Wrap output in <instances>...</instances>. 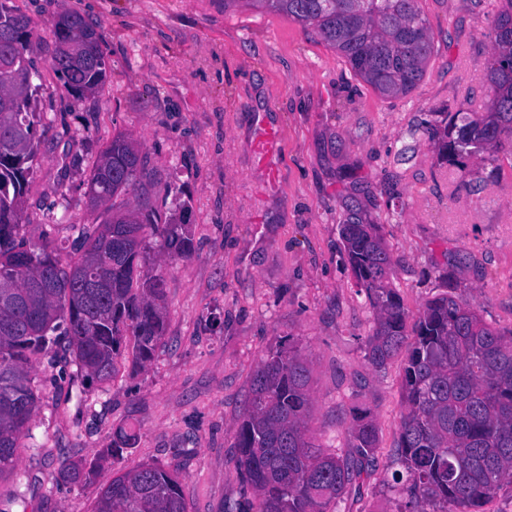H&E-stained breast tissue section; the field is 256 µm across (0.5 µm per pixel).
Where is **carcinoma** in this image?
I'll return each mask as SVG.
<instances>
[{
    "mask_svg": "<svg viewBox=\"0 0 512 512\" xmlns=\"http://www.w3.org/2000/svg\"><path fill=\"white\" fill-rule=\"evenodd\" d=\"M0 0V476L18 463L38 410L33 359L68 352L76 374L104 383L122 359L143 366L165 334L164 271L149 239L160 237L176 256L191 258L187 224L162 220L139 194L149 176L141 144L112 138L88 176L93 208L120 195L133 205L104 212L79 229L70 260L58 250L31 247L20 237L26 187L45 126L32 103L41 85L32 21ZM419 0H224L263 4L305 25L340 52L354 75L381 96L413 91L426 72L432 41ZM50 68L80 98L104 86L107 64L100 33L78 14L53 22ZM492 53L484 112L453 115L435 129L438 155L455 166L490 149L512 156V0L489 33ZM341 237L357 286L375 313L365 359L379 370L405 354L403 411L395 460L407 477L401 493L412 512H483L512 483V334L486 324L469 302L442 294L413 324L396 289L387 245L372 224H343ZM33 259L21 269L26 252ZM310 367L291 347L269 353L251 378V397L235 435L237 468L258 497L257 512H334V506L373 461L377 431L355 419V456L340 458L308 434ZM94 512H187L181 478L146 463L112 478Z\"/></svg>",
    "mask_w": 512,
    "mask_h": 512,
    "instance_id": "1",
    "label": "carcinoma"
}]
</instances>
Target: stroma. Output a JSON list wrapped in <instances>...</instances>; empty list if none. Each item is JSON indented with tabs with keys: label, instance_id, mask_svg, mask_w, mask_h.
<instances>
[{
	"label": "stroma",
	"instance_id": "35a3bbf8",
	"mask_svg": "<svg viewBox=\"0 0 512 512\" xmlns=\"http://www.w3.org/2000/svg\"><path fill=\"white\" fill-rule=\"evenodd\" d=\"M35 25L38 110L50 129L27 191L21 233L64 247L99 221L86 178L118 135L138 139L157 182L145 191L190 224L196 253L165 270L166 332L145 366L124 362L86 385L35 364L39 409L13 474L9 512H92L113 473L154 463L177 473L187 512H242L253 491L235 433L262 358L289 343L311 369L309 432L348 457L352 417L378 432L376 465L337 512H403L392 475L403 356L364 357L374 314L346 262L340 226L376 225L391 284L417 317L447 289L512 331V158L484 151L442 163L431 123L483 111L489 33L505 0H420L434 52L411 93L388 99L354 76L312 27L224 0H13ZM69 11L102 32L109 79L72 96L49 66L52 21ZM281 137L267 158L264 129ZM276 180H269V173ZM135 444L109 450L122 432ZM99 462L65 481L61 460Z\"/></svg>",
	"mask_w": 512,
	"mask_h": 512
}]
</instances>
